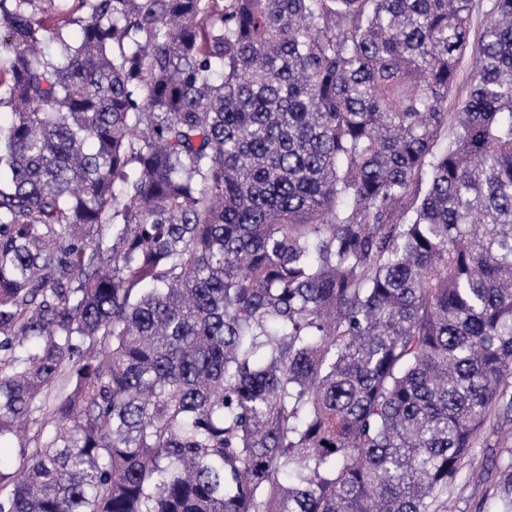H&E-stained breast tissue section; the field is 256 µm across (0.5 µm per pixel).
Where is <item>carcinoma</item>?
Returning a JSON list of instances; mask_svg holds the SVG:
<instances>
[{
  "mask_svg": "<svg viewBox=\"0 0 512 512\" xmlns=\"http://www.w3.org/2000/svg\"><path fill=\"white\" fill-rule=\"evenodd\" d=\"M472 5L0 0V441L55 423L0 512H438L512 408Z\"/></svg>",
  "mask_w": 512,
  "mask_h": 512,
  "instance_id": "carcinoma-1",
  "label": "carcinoma"
}]
</instances>
